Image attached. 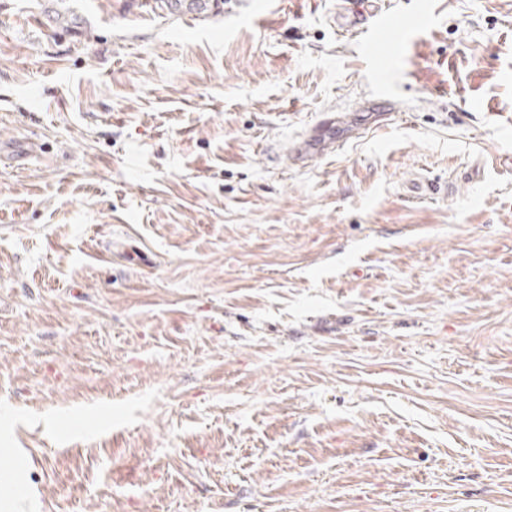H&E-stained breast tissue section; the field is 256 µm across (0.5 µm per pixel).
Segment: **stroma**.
Masks as SVG:
<instances>
[{"label": "stroma", "mask_w": 512, "mask_h": 512, "mask_svg": "<svg viewBox=\"0 0 512 512\" xmlns=\"http://www.w3.org/2000/svg\"><path fill=\"white\" fill-rule=\"evenodd\" d=\"M340 2L0 0V512H512V0Z\"/></svg>", "instance_id": "35a3bbf8"}]
</instances>
